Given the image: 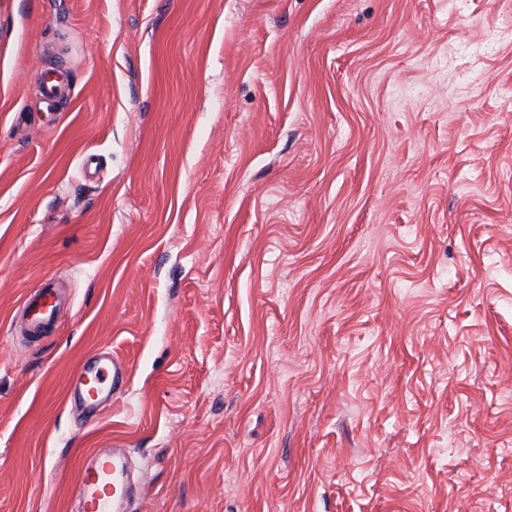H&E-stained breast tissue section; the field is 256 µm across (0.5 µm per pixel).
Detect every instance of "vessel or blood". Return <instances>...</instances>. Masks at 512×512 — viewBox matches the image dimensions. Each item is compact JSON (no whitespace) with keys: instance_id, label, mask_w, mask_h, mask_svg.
Returning a JSON list of instances; mask_svg holds the SVG:
<instances>
[{"instance_id":"1","label":"vessel or blood","mask_w":512,"mask_h":512,"mask_svg":"<svg viewBox=\"0 0 512 512\" xmlns=\"http://www.w3.org/2000/svg\"><path fill=\"white\" fill-rule=\"evenodd\" d=\"M23 324L29 335H39L44 328L57 326L68 308L52 281L22 302ZM126 368L120 361H108L105 351L84 363L74 378L72 398L88 414H98L126 383ZM91 462L79 469L71 485L70 497L81 512H126L125 457L93 451Z\"/></svg>"}]
</instances>
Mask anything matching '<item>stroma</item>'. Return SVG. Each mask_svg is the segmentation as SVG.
Wrapping results in <instances>:
<instances>
[{"mask_svg":"<svg viewBox=\"0 0 512 512\" xmlns=\"http://www.w3.org/2000/svg\"><path fill=\"white\" fill-rule=\"evenodd\" d=\"M104 438L134 512H512V0H0V512ZM22 309L24 328L32 336H38L45 327L52 330L68 311L64 298L50 279L23 300ZM98 349L92 362H85L74 378L72 398L84 412L97 415L126 383V367L115 357L112 369L107 353ZM93 383L90 387L88 385Z\"/></svg>","mask_w":512,"mask_h":512,"instance_id":"35a3bbf8","label":"stroma"}]
</instances>
